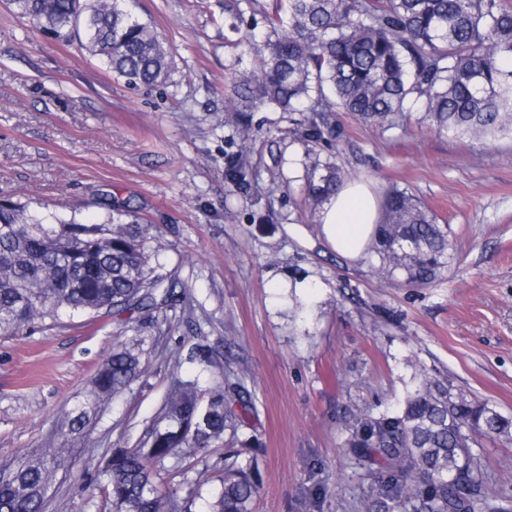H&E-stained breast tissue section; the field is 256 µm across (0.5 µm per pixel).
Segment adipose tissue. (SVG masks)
Listing matches in <instances>:
<instances>
[{
    "label": "adipose tissue",
    "instance_id": "adipose-tissue-1",
    "mask_svg": "<svg viewBox=\"0 0 512 512\" xmlns=\"http://www.w3.org/2000/svg\"><path fill=\"white\" fill-rule=\"evenodd\" d=\"M318 222L322 237L337 252L359 259L377 230L376 198L366 184L345 183L329 195Z\"/></svg>",
    "mask_w": 512,
    "mask_h": 512
}]
</instances>
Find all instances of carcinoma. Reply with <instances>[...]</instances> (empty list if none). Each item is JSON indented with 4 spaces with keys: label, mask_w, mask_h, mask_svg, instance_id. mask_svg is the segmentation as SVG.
Here are the masks:
<instances>
[{
    "label": "carcinoma",
    "mask_w": 512,
    "mask_h": 512,
    "mask_svg": "<svg viewBox=\"0 0 512 512\" xmlns=\"http://www.w3.org/2000/svg\"><path fill=\"white\" fill-rule=\"evenodd\" d=\"M14 13L60 40L83 36L85 47L134 86L169 80L170 52L127 0H10ZM262 43L244 51L262 65L236 86L243 111L262 107L307 113L296 134L319 144L332 135L329 113L396 126L409 102L424 99L440 131L481 144L512 134V6L504 0H274ZM224 181L254 197L250 160L232 153ZM341 184L339 171L307 175L318 205ZM129 204L112 208L98 224L38 218L26 205L0 206V333L62 312L116 314L155 310L171 301L160 253ZM448 225L415 196L391 189L383 221L365 251L385 279L403 276L428 286L448 267ZM140 375V362L118 345L99 366L88 403L67 415L65 433L83 435L96 406L124 392ZM241 409H232L231 403ZM251 395L242 376L224 372V393L206 396L192 380L176 379L146 434L112 449L102 461L109 474L100 491L112 512H182L161 475L167 459L202 449L246 424ZM345 452L387 477L367 495V512H512L491 497L478 435L512 441V419L486 401L458 391L446 378L424 377L402 410L346 421ZM224 459V490L213 512H250L257 486L238 463ZM65 467L45 452L17 464L0 480V512H45L52 474Z\"/></svg>",
    "instance_id": "carcinoma-1"
}]
</instances>
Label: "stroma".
Returning <instances> with one entry per match:
<instances>
[{"instance_id": "1", "label": "stroma", "mask_w": 512, "mask_h": 512, "mask_svg": "<svg viewBox=\"0 0 512 512\" xmlns=\"http://www.w3.org/2000/svg\"><path fill=\"white\" fill-rule=\"evenodd\" d=\"M272 0H139L170 48V78L131 87L79 40L58 41L0 0V205L103 221L105 203L132 204L162 254L171 306L130 316L64 313L0 334V469L60 448L46 512H109L86 483L135 443L173 376L214 389L244 368L254 413L237 433L258 493L252 512H365L382 477L343 452L350 414L399 408L423 377L512 416V137L485 146L437 131L423 103L391 129L330 115L338 147L298 140L294 116L262 110L241 129L234 86L259 58L242 40L265 35ZM243 145L262 195L229 191L224 153ZM338 163L375 195L412 193L449 225L441 280L411 287L382 278L321 237L307 169ZM288 287H275L277 278ZM123 344L142 374L109 399L90 431H60L86 402L97 368ZM212 353L211 369L188 361ZM484 480L512 499V443L472 448ZM223 442L167 460L179 505L211 512L224 487Z\"/></svg>"}]
</instances>
